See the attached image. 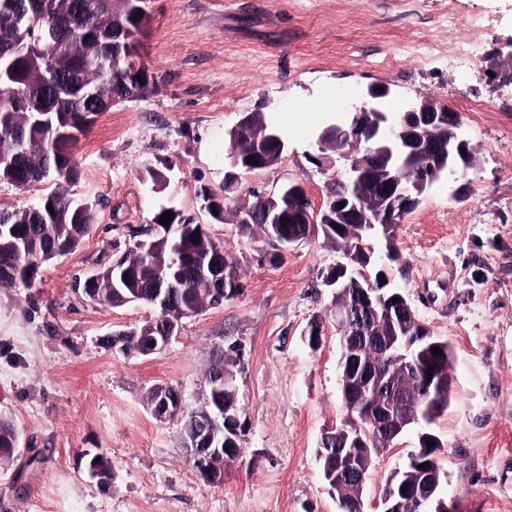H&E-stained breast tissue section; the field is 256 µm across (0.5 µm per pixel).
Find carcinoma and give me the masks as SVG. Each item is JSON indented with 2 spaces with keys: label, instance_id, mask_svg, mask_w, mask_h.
Listing matches in <instances>:
<instances>
[{
  "label": "carcinoma",
  "instance_id": "carcinoma-1",
  "mask_svg": "<svg viewBox=\"0 0 512 512\" xmlns=\"http://www.w3.org/2000/svg\"><path fill=\"white\" fill-rule=\"evenodd\" d=\"M148 0H0V56L13 59L12 67L0 76V177L10 166L18 171V187L29 189L51 180L72 181L76 176L73 150L78 135L88 132L97 118L117 105L118 99H137L153 85V76L141 58V37L149 25ZM39 10L48 25L63 32L61 46L54 55L25 53L14 48L34 40L38 32L27 30L19 20ZM143 14H138V11ZM103 27L97 41L85 39L88 30ZM133 35L132 57L137 68L126 66L114 72L112 80L103 78L111 56L112 30ZM55 70L79 85L94 87L97 95L85 102L64 86H49L44 75ZM47 113V121L36 124L30 118L34 103ZM50 151L52 170L46 171L41 151ZM53 210H48V207ZM94 221L91 205L60 191L44 195L25 210L0 209V224L9 232L0 237V270L18 271V278L0 274V289L26 285L41 267L72 251L89 233ZM354 225L347 224L336 234L334 244L356 266L367 260L357 253ZM124 268L128 283L123 293L133 289L139 302L155 305L156 285L167 289L175 307L195 310L202 301L201 286L194 278V263L174 270L167 265V253L157 250L126 256ZM93 301L119 307L126 301L112 288V266L99 272Z\"/></svg>",
  "mask_w": 512,
  "mask_h": 512
}]
</instances>
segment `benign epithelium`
Instances as JSON below:
<instances>
[{
    "mask_svg": "<svg viewBox=\"0 0 512 512\" xmlns=\"http://www.w3.org/2000/svg\"><path fill=\"white\" fill-rule=\"evenodd\" d=\"M58 33L47 28L39 42L38 50L50 55L58 50ZM130 40L112 36V61L130 63ZM391 89L375 85L367 87L351 107L350 116L338 118L323 129L315 141L324 149L329 140L336 141V150L348 162L347 181L356 188L352 200L342 201L331 214L312 205L299 184H291L269 194H262L265 203L264 223L270 241L282 254L309 238L322 233L327 236L340 229V225L354 218L364 237H369L375 225H382L384 235H389L390 225L399 224L406 216L416 196L433 184L446 181L453 185L473 166L469 142L460 132V123L451 112L431 101L405 104L401 112L389 109ZM369 114L367 125L360 126L356 118ZM246 134L253 145L251 155L260 163H278L286 151L274 123L263 114L249 113L229 131L235 139ZM428 155L429 161L418 170V181L413 188L401 186L399 174L414 159ZM299 211L300 220L306 224L299 235L285 234L280 218L285 216L288 205ZM200 234L201 226L191 224L169 225L165 234L152 241L148 249L164 248L177 233ZM171 245V244H169ZM179 243L171 245V264L182 259ZM355 270L341 264L327 280L335 288L334 316L341 337V393L344 405L352 420L341 427L327 429L322 435L325 445L333 447L334 467L323 473L329 491L349 498L352 509L339 512H364L362 493L371 449L381 437L395 438L405 423L404 409L412 386L410 374L418 373L419 364L442 342L430 329L419 322L411 305L402 296L398 302L377 293L375 288H347ZM221 283L223 299L230 300L238 293L239 285L229 266H224ZM160 309V332L146 337L138 346L143 355L164 350L180 326V315L172 309L167 296L157 297ZM372 343L385 355L380 362H365L361 346ZM213 388L224 393V401L211 409L195 413V426L185 442L189 462L197 474L207 482L223 480L221 465L228 458L224 454V439L214 435V427L237 418L233 375L224 368L219 371ZM182 406L177 391H172L160 401L150 405L153 416L166 420L176 415ZM445 473L435 470L426 477L412 500H407L409 482L406 473L398 470L391 475L383 495L382 512H407L413 506L416 512H432L430 503L435 492L444 485Z\"/></svg>",
    "mask_w": 512,
    "mask_h": 512,
    "instance_id": "1",
    "label": "benign epithelium"
}]
</instances>
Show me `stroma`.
Instances as JSON below:
<instances>
[{"instance_id": "stroma-1", "label": "stroma", "mask_w": 512, "mask_h": 512, "mask_svg": "<svg viewBox=\"0 0 512 512\" xmlns=\"http://www.w3.org/2000/svg\"><path fill=\"white\" fill-rule=\"evenodd\" d=\"M452 11L486 21L483 69L465 84L446 62ZM149 13L152 91L99 116L74 150L69 190L95 205L90 234L30 285L0 290V420L18 439L0 464V512H338L318 452L348 417L326 284L346 257L319 235L270 264L263 230L212 221L200 193L225 194L231 211L252 192L297 183L324 205L346 165L313 135L335 115L336 92L356 97L371 84L391 88L395 109L422 97L447 105L475 152L466 196L428 188L392 238L370 239L371 267L452 348L450 403L430 426L449 502L512 512V0H150ZM422 43L439 63L419 66ZM466 98L498 109L463 111ZM251 112L270 118L288 149L228 189L229 132ZM162 207L224 246L241 288L144 356L112 336L155 311L96 304L80 284L152 240ZM220 356L235 374L242 453L212 484L189 464L182 431ZM160 384L182 395L164 421L148 405ZM418 450L413 429L373 454L365 512H381L387 478ZM90 452L111 460V486L87 474Z\"/></svg>"}]
</instances>
